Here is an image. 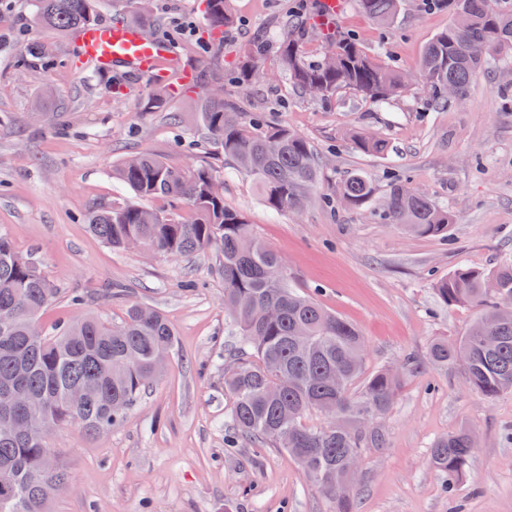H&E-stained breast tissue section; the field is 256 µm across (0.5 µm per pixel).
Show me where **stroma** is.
<instances>
[{
    "instance_id": "obj_1",
    "label": "stroma",
    "mask_w": 512,
    "mask_h": 512,
    "mask_svg": "<svg viewBox=\"0 0 512 512\" xmlns=\"http://www.w3.org/2000/svg\"><path fill=\"white\" fill-rule=\"evenodd\" d=\"M234 23L211 30L201 0H157L169 22L161 34L196 74H224V97L242 112H272L299 132L324 168L308 204L275 213L251 177L223 156L197 147L200 94L175 86L161 107L149 108L156 84L138 74L99 73L80 57L73 38L33 24L32 0H0V229L22 253L38 258L59 288L40 318L51 325L87 312L120 321L129 302L159 309L176 338L164 374L124 421L95 438L79 428L56 431L52 444L70 474L49 512H332L318 484L277 448L258 450L243 439L226 446L232 405L224 391V358L240 340L224 311L219 258L205 251L166 258L140 248L112 250L92 235L84 214L97 204L134 201L112 176L132 151L172 165H210L224 183V203L242 212L251 232L277 251L289 282L356 324L367 367L398 368L407 354L421 360L405 376L391 409L375 427L380 446L364 451L355 512H512V393L488 400L470 392L456 369L425 360L437 337L455 340L480 314L446 307L436 281L462 266L486 271L512 262V108L502 84H512V57L478 76L463 103L430 111L413 81L400 97L377 106L345 90L322 101L297 90L275 52L261 67L266 79L242 87L238 55L254 39L276 44L301 11L309 57L322 50L317 5L308 0H232ZM192 24L181 32L180 21ZM453 16L424 0H402L388 26H377L349 0L337 25L367 52L415 69L432 36ZM37 42V65L20 49ZM366 130L391 151L361 154L350 139ZM361 170L385 194L392 177L454 214L447 239L404 233L370 211L338 204L340 181ZM83 298L80 307L71 295ZM476 432L469 472L447 494L430 464L434 443L458 428Z\"/></svg>"
}]
</instances>
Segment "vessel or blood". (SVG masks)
Masks as SVG:
<instances>
[{"instance_id": "vessel-or-blood-1", "label": "vessel or blood", "mask_w": 512, "mask_h": 512, "mask_svg": "<svg viewBox=\"0 0 512 512\" xmlns=\"http://www.w3.org/2000/svg\"><path fill=\"white\" fill-rule=\"evenodd\" d=\"M79 54L98 71L125 68L152 79L183 69L172 43L128 23H99L77 33Z\"/></svg>"}]
</instances>
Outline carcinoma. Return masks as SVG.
<instances>
[{"instance_id": "1", "label": "carcinoma", "mask_w": 512, "mask_h": 512, "mask_svg": "<svg viewBox=\"0 0 512 512\" xmlns=\"http://www.w3.org/2000/svg\"><path fill=\"white\" fill-rule=\"evenodd\" d=\"M213 29L232 22V0H203ZM498 0H453L469 25L438 31L420 57L417 76L433 108L448 104V86L466 95L494 56L512 54V10ZM36 23L67 36L95 22L101 0H34ZM360 10L380 25L393 21L401 0H357ZM262 41L241 54L238 83L248 86L265 77ZM283 71L298 88L314 89L328 100L342 90L383 105L408 86V75L369 54L356 39L325 38L320 59L310 61L303 38L289 35L276 47ZM339 56L337 65L328 58ZM204 142L232 159L258 186L273 212L300 208L320 174V159L310 142L265 112H239L224 95L207 90L198 112ZM355 147L372 155L387 154L384 139L366 132L352 136ZM140 199L112 202L88 211L91 232L114 250L137 242L154 254L179 258L206 249L222 257L224 310L244 336L240 353L224 368V390L232 398L233 429L258 446L281 449L314 478L336 512H353L350 490L355 477L350 458L379 440L374 430L361 434L365 419L376 420L394 403L401 379L413 370L404 359L398 370H368L366 344L351 322L328 311L311 296L288 284L281 257L251 237L243 214L224 206V185L208 165L184 170L147 153L125 157L112 171ZM341 200L352 209H374L378 217L423 237H448L453 214L399 181L375 203L369 175L353 172L341 184ZM154 200L182 203L193 218L149 206ZM448 307L477 305L482 312L454 342L434 339L428 358L436 366H457L466 388L487 400L512 391V313L498 310L512 300V264L486 273L458 268L435 284ZM58 296L39 262L19 252L0 230V316L11 319L0 329V512H47L40 494L44 483L63 489L70 475L51 443L28 436L4 413V387L26 391L27 408L43 412L57 427L74 425L95 437L119 425L141 394L163 373L172 353L174 329L158 309L130 304L123 319L110 323L87 313L50 327L39 317ZM316 412L327 423L311 427L304 417ZM471 430L461 427L439 439L431 453L433 468L453 493L469 470Z\"/></svg>"}]
</instances>
